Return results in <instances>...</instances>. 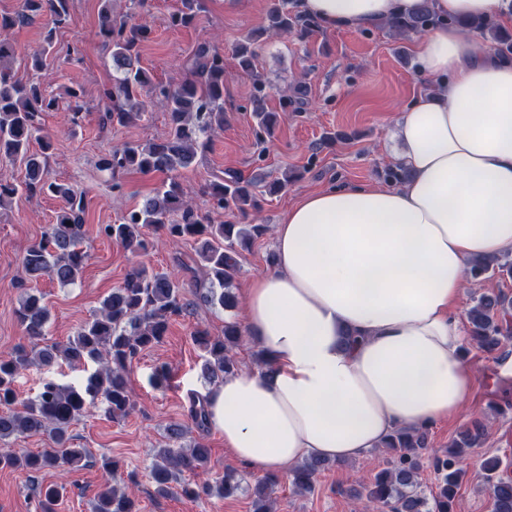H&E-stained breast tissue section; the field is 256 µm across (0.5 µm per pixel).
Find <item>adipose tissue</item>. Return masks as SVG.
<instances>
[{
    "instance_id": "ef3b65f1",
    "label": "adipose tissue",
    "mask_w": 512,
    "mask_h": 512,
    "mask_svg": "<svg viewBox=\"0 0 512 512\" xmlns=\"http://www.w3.org/2000/svg\"><path fill=\"white\" fill-rule=\"evenodd\" d=\"M488 17L512 0H298L322 27ZM433 86L396 123L398 186L302 197L274 227V267L245 290V323L270 371L207 395L213 426L248 469L363 458L394 430L457 415L474 377L455 310L476 259L512 255V53L440 26L418 38Z\"/></svg>"
}]
</instances>
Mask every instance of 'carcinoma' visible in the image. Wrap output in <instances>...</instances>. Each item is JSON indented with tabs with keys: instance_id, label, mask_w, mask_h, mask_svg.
<instances>
[{
	"instance_id": "1",
	"label": "carcinoma",
	"mask_w": 512,
	"mask_h": 512,
	"mask_svg": "<svg viewBox=\"0 0 512 512\" xmlns=\"http://www.w3.org/2000/svg\"><path fill=\"white\" fill-rule=\"evenodd\" d=\"M288 0H272L267 11L266 30L276 35H288L295 30L313 27L311 21L288 10ZM204 9L203 0H182V8L171 17L174 26H186ZM53 16L54 25L69 20L68 0H23L21 10L0 20V157L24 166V180L17 184L0 176V207L22 193L28 197L51 193L62 206L56 221L48 225L42 238L24 253L21 265L26 280L37 282L45 277L61 286L76 283L85 268L87 253L82 248L85 236L84 196L73 186L52 182L47 177L46 154L52 143L41 134L39 114L54 107L39 87L13 79L11 65L16 47L7 31L18 23H31L43 13ZM436 23L429 3L409 18H394L387 27L399 34L425 32ZM465 29H477L501 45L512 44V36L497 26L482 21H461ZM100 32L112 47V106L106 117L114 123L126 124L146 111L145 96L152 83L139 65L138 48L148 39L150 29L143 23H129L112 14V0H101ZM257 47L241 44L235 50L239 69L251 76L252 112L257 119L260 137H270L278 114L267 110L269 86L256 70ZM192 79L170 88L158 89V96L170 117L168 136L146 144L131 142L103 158L99 169L114 176L120 170L134 168L142 173L161 172L171 175L156 193L141 206L127 213L118 224H103L99 233L122 244L137 257L148 249L144 229L172 240H191L204 279L195 283L187 298L185 283L176 274L150 270L135 265L123 284L112 290L100 308L93 313L66 343L52 344L33 352L17 347L8 358H0V441L15 435H46L54 447L36 452L13 451L0 453V466L36 474L47 469L66 472L84 466L87 449L69 445L68 430L88 407L100 402L104 413L113 420L129 415L133 402L127 387L126 372L137 355L161 344L170 321L202 304L210 308L233 311L238 297L232 292L240 274L241 251L265 235V224H216L209 213L187 199L182 185L173 174L191 167L198 150L206 147L212 132L224 128V55L207 43L197 45L186 62ZM306 90L294 88L282 97L283 108L299 111L305 105ZM41 141V151L31 150L32 140ZM211 207L222 210L232 206L246 215L258 208L255 184L242 175L228 171L224 178L209 181L201 188ZM512 274V262L507 259L476 261L471 265L474 279L494 271ZM17 318L25 335L35 342L47 335L48 309L43 297L26 293L17 310ZM471 336L477 346L487 352L499 350L512 339V299L499 293L483 292L472 297L467 309ZM193 341L203 352L202 371L214 386L239 369L237 350L243 342V330L233 318L224 321V335L213 336L205 328L194 330ZM64 359L74 366L92 362L98 365L81 384H62L47 380L36 397L21 401L15 389L19 375L33 365L49 367ZM191 424L200 433L210 428L206 400L194 395L188 412ZM485 433V424L475 421L462 430L452 442L447 454L435 457L439 474L435 489L425 492L419 480L421 451L428 448V428L402 427L383 444L390 454L387 467L377 472L356 491V496L388 509V512H451L449 502L459 484L462 469L459 463L471 448H477ZM186 430L181 424L166 429L165 447L156 451V462L149 479L156 493L166 496L179 489L188 500L213 495L235 497L249 492L252 512H273L274 494L279 478L270 474L253 486L244 477L227 472L210 483L185 481L182 475L206 468L209 449L204 437L183 445ZM324 459L310 458L294 466L292 486L297 493L314 488L315 475L325 467ZM501 460L491 457L484 461L491 512H512V477L499 474ZM64 486L49 485L38 489L40 512H52V506ZM94 512H139L137 498L124 489L111 486L95 498Z\"/></svg>"
}]
</instances>
